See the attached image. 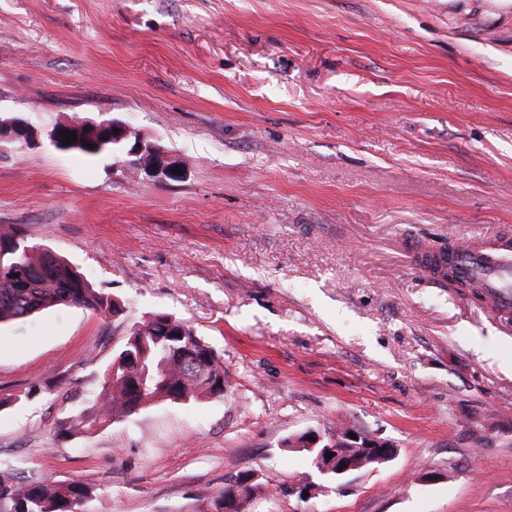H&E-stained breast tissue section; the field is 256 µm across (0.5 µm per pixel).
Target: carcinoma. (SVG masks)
Wrapping results in <instances>:
<instances>
[{
	"label": "carcinoma",
	"instance_id": "obj_1",
	"mask_svg": "<svg viewBox=\"0 0 512 512\" xmlns=\"http://www.w3.org/2000/svg\"><path fill=\"white\" fill-rule=\"evenodd\" d=\"M62 131L77 135V142L68 146L70 150L90 157L122 153V145L112 143L109 131L93 138L61 121L51 129L56 135ZM85 142L94 148L83 147ZM59 305L104 316L123 315L121 301L93 287L61 256L25 244L17 227L0 231V323L22 320ZM222 396L224 364L213 348L186 321L157 313L130 325L105 368L96 404L61 423L60 434H91L138 412L148 399L190 402ZM89 494L90 488L81 482L62 484L0 471V512H80ZM252 495L249 488L237 485L235 478L226 480L218 493L232 499L233 512H243Z\"/></svg>",
	"mask_w": 512,
	"mask_h": 512
}]
</instances>
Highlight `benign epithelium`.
Wrapping results in <instances>:
<instances>
[{
  "label": "benign epithelium",
  "instance_id": "benign-epithelium-1",
  "mask_svg": "<svg viewBox=\"0 0 512 512\" xmlns=\"http://www.w3.org/2000/svg\"><path fill=\"white\" fill-rule=\"evenodd\" d=\"M76 125L81 128L86 127L93 133L109 128L114 131L112 140L128 141L125 167L130 174L138 176L143 173L162 181L180 178V175L173 173V168L179 165L177 158L171 156L159 146L148 144L139 138L132 139V132L125 124L112 119L100 121L78 119ZM16 140L32 145L38 142V135L35 129L25 121L8 120L0 123V142H14ZM352 433L356 435V438L350 437ZM286 446L310 451L316 448L319 449L318 455L314 458V466L324 476L327 475V471H334L335 480L337 481L353 472L362 470L368 465L387 463L395 455V448L389 441L373 435H366L351 426L345 427L330 438V442L326 444L323 443V437L319 433L308 431L300 437L296 436L288 440ZM342 448L363 449L362 459L357 460L341 454L340 449ZM328 452L333 454V457L326 458Z\"/></svg>",
  "mask_w": 512,
  "mask_h": 512
}]
</instances>
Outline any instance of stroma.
Here are the masks:
<instances>
[{
	"instance_id": "35a3bbf8",
	"label": "stroma",
	"mask_w": 512,
	"mask_h": 512,
	"mask_svg": "<svg viewBox=\"0 0 512 512\" xmlns=\"http://www.w3.org/2000/svg\"><path fill=\"white\" fill-rule=\"evenodd\" d=\"M0 116L41 136L0 145V226L126 308L0 324V395L44 386L0 411V463L87 484L82 512H212L246 471L244 512H512V317L416 255L512 232V0H0ZM75 116L183 179L55 148ZM156 312L223 397L59 438ZM339 421L396 449L342 490L285 445ZM75 125L82 129L66 125V122H57L48 132V135L53 133L51 136L53 144L55 146L57 144L64 146V142L58 138L60 137L64 139V136H61L60 132H75L77 135V142L69 145L67 150L79 151L87 156L94 157L105 153L121 154L122 145L114 144L112 142H122L126 139H130L127 144L126 152L128 160L124 162L125 167L130 174L138 176L143 173L149 177L157 178L162 181L181 178L184 165L179 164V160L177 158L172 157L162 147L145 143L138 136L137 139L134 140L131 138L133 133L125 124L112 119H103L100 121L78 119L76 120ZM85 127H88V130L86 131H91L93 133H97L99 130H103L105 128L111 129L112 132L102 131L94 139L92 136H88L84 133L83 129H85ZM114 129H118V133H114ZM103 137H106V140H103ZM83 142L94 144V149H87L86 147H83ZM175 166H179L181 175L173 173V168H175Z\"/></svg>"
}]
</instances>
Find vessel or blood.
<instances>
[{"mask_svg":"<svg viewBox=\"0 0 512 512\" xmlns=\"http://www.w3.org/2000/svg\"><path fill=\"white\" fill-rule=\"evenodd\" d=\"M449 255L463 285L481 288L494 315L512 311V238L507 233L452 245Z\"/></svg>","mask_w":512,"mask_h":512,"instance_id":"b4317fda","label":"vessel or blood"}]
</instances>
